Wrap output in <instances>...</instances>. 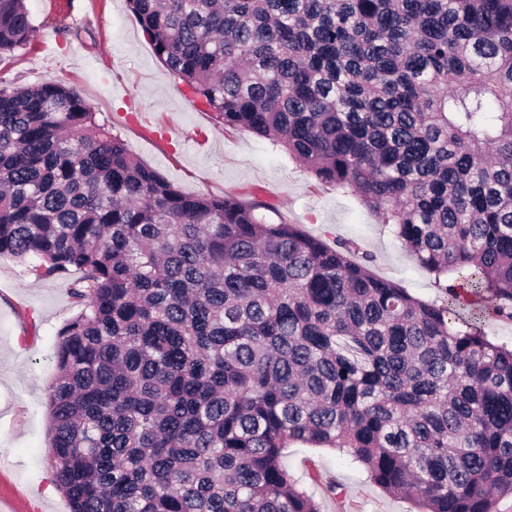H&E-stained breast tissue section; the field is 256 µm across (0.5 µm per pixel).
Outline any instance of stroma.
I'll list each match as a JSON object with an SVG mask.
<instances>
[{
	"label": "stroma",
	"instance_id": "obj_1",
	"mask_svg": "<svg viewBox=\"0 0 512 512\" xmlns=\"http://www.w3.org/2000/svg\"><path fill=\"white\" fill-rule=\"evenodd\" d=\"M25 4L35 38L0 62V80L33 86L53 79L77 89L98 123L184 193H256L310 235L356 240L378 277L443 304L434 274L356 196L321 183L268 139L225 129L201 107L155 56L127 0ZM74 314L68 281L35 279L26 263L0 257V502L11 512H69L61 493L45 494L53 481L46 393L56 376L58 333ZM283 454L321 512H416L412 498L385 492L338 450L294 443ZM333 483L342 496L330 492Z\"/></svg>",
	"mask_w": 512,
	"mask_h": 512
}]
</instances>
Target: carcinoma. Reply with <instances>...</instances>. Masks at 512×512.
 <instances>
[{
	"label": "carcinoma",
	"instance_id": "carcinoma-1",
	"mask_svg": "<svg viewBox=\"0 0 512 512\" xmlns=\"http://www.w3.org/2000/svg\"><path fill=\"white\" fill-rule=\"evenodd\" d=\"M224 127L377 211L444 284L185 195L74 88L0 84V256L72 274L47 461L70 512H320L283 450L334 448L418 512L512 496V0H128ZM35 26L0 0V62ZM480 298L467 315L461 296Z\"/></svg>",
	"mask_w": 512,
	"mask_h": 512
}]
</instances>
